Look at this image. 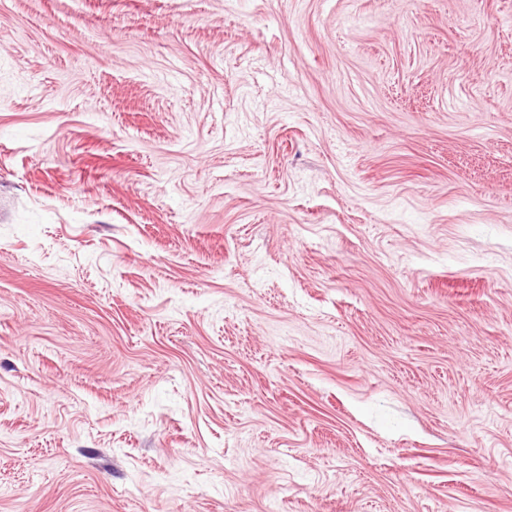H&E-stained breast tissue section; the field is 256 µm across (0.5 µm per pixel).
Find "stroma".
<instances>
[{
	"instance_id": "1",
	"label": "stroma",
	"mask_w": 512,
	"mask_h": 512,
	"mask_svg": "<svg viewBox=\"0 0 512 512\" xmlns=\"http://www.w3.org/2000/svg\"><path fill=\"white\" fill-rule=\"evenodd\" d=\"M0 512H512V0H0Z\"/></svg>"
}]
</instances>
